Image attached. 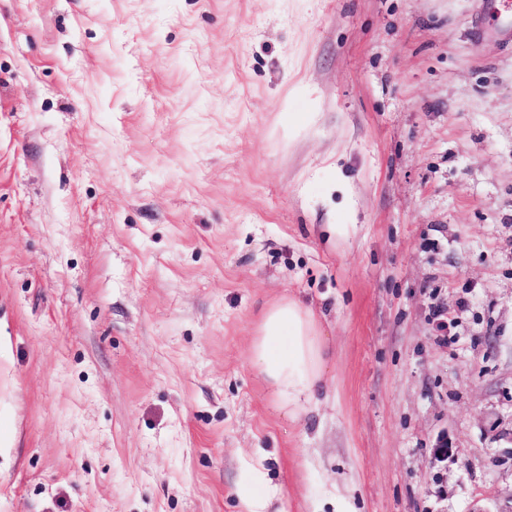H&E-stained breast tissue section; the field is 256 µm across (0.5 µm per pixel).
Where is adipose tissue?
Here are the masks:
<instances>
[{"mask_svg": "<svg viewBox=\"0 0 512 512\" xmlns=\"http://www.w3.org/2000/svg\"><path fill=\"white\" fill-rule=\"evenodd\" d=\"M252 364L275 404L298 417L326 382L329 344L314 313L281 297L263 310L251 340Z\"/></svg>", "mask_w": 512, "mask_h": 512, "instance_id": "1", "label": "adipose tissue"}]
</instances>
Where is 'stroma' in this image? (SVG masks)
Here are the masks:
<instances>
[{"label":"stroma","mask_w":512,"mask_h":512,"mask_svg":"<svg viewBox=\"0 0 512 512\" xmlns=\"http://www.w3.org/2000/svg\"><path fill=\"white\" fill-rule=\"evenodd\" d=\"M288 295L297 421L250 359ZM256 467L272 512H512V29L0 0V512H244ZM250 351L273 402L292 418L325 385L328 340L314 313L296 299L280 297L264 308Z\"/></svg>","instance_id":"35a3bbf8"}]
</instances>
